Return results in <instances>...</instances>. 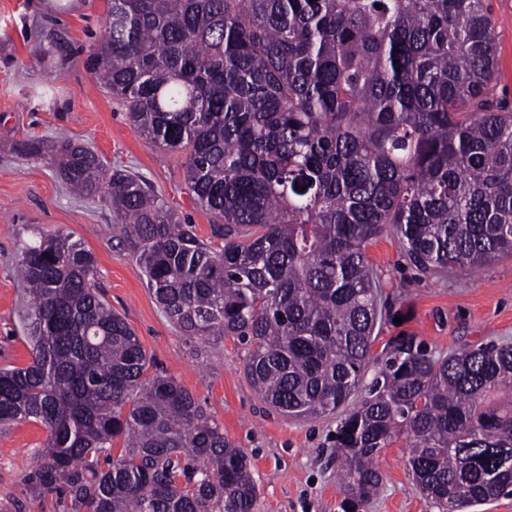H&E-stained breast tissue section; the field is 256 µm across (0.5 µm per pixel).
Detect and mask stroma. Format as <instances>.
I'll list each match as a JSON object with an SVG mask.
<instances>
[{"instance_id": "1", "label": "stroma", "mask_w": 512, "mask_h": 512, "mask_svg": "<svg viewBox=\"0 0 512 512\" xmlns=\"http://www.w3.org/2000/svg\"><path fill=\"white\" fill-rule=\"evenodd\" d=\"M111 0H0V369L31 361L18 277L20 248L63 232L97 260L95 286L136 332L157 371L172 375L198 399L253 464L255 512H347L332 436L343 411L296 419L270 408L244 371L250 346L233 336H187L164 314L122 240L107 202L73 195L49 160L26 154L30 139L64 138L91 147L108 167L128 169L191 225L203 240L216 220L184 185L186 155L160 148L129 123L121 103L93 78L86 61L99 45ZM495 36V79L489 97L512 109V0H486ZM378 285L372 381L390 342L415 336L434 355L488 343L512 345V255L476 271H425L409 260L392 226L366 248ZM47 432L23 420L0 425V512H62L52 497H34L27 475ZM406 437L377 458L378 493L356 512H440L413 482Z\"/></svg>"}]
</instances>
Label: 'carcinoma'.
<instances>
[{
    "instance_id": "cac0c4a2",
    "label": "carcinoma",
    "mask_w": 512,
    "mask_h": 512,
    "mask_svg": "<svg viewBox=\"0 0 512 512\" xmlns=\"http://www.w3.org/2000/svg\"><path fill=\"white\" fill-rule=\"evenodd\" d=\"M484 0H112L95 78L134 129L186 152L201 240L137 174L33 140L79 196H105L147 287L187 336L253 344L247 378L276 411L334 413L359 390L379 319L369 241L390 224L423 269L512 254V110L490 103ZM261 231L240 235V228ZM32 361L0 369V424L41 423L27 476L66 512H254L247 454L97 293L93 252L21 248ZM408 471L441 512L512 494V346L434 357L396 344L336 427L340 489ZM119 454L112 455L116 439Z\"/></svg>"
}]
</instances>
